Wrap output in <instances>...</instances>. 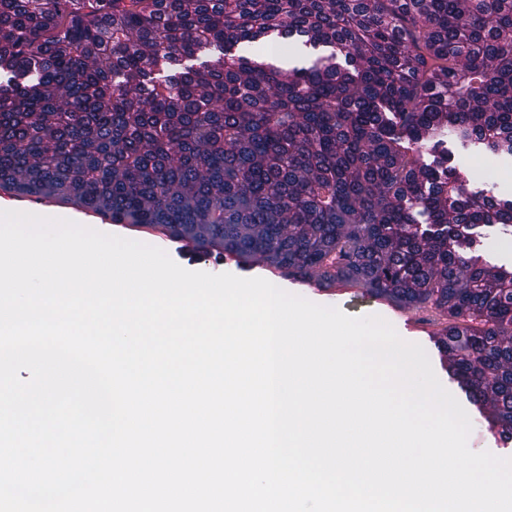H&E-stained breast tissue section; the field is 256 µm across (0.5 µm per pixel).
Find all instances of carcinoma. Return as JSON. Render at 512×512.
Here are the masks:
<instances>
[{
	"label": "carcinoma",
	"mask_w": 512,
	"mask_h": 512,
	"mask_svg": "<svg viewBox=\"0 0 512 512\" xmlns=\"http://www.w3.org/2000/svg\"><path fill=\"white\" fill-rule=\"evenodd\" d=\"M450 138L512 156V0H0V186L434 312L512 435V269L468 252L512 199ZM448 148L454 152L448 165L458 166L467 175L469 189L490 191L499 199L512 197V156L490 162L481 152L472 151L459 159L453 146Z\"/></svg>",
	"instance_id": "obj_1"
}]
</instances>
